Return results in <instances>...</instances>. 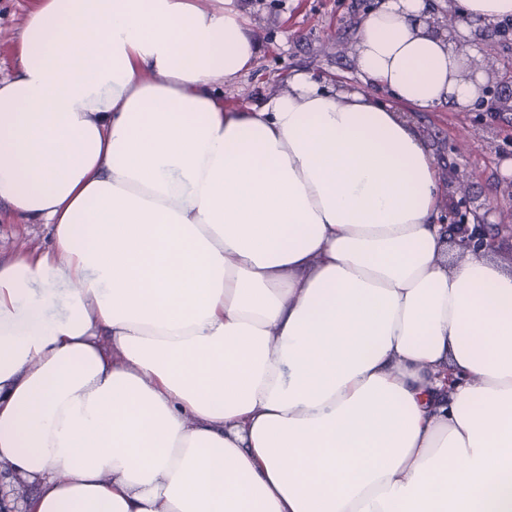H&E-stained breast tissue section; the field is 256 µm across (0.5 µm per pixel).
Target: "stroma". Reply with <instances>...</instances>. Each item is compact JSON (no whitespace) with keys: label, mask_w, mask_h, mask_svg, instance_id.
<instances>
[{"label":"stroma","mask_w":512,"mask_h":512,"mask_svg":"<svg viewBox=\"0 0 512 512\" xmlns=\"http://www.w3.org/2000/svg\"><path fill=\"white\" fill-rule=\"evenodd\" d=\"M381 0H236L248 14L250 32L259 45L253 67L225 89L229 106L252 104L285 89L297 72L318 80L358 85L351 53L360 20ZM35 0H0V77L16 70L18 31ZM469 48L479 61L491 63L500 77L499 90L512 88V33L498 24H468ZM418 134L433 147L442 173L458 172L468 187L467 202L485 223L512 208L505 191V164L512 162V112H489L482 104L462 111L444 105L413 117ZM51 242L41 224L19 223L0 203V260L15 251L42 249Z\"/></svg>","instance_id":"stroma-1"}]
</instances>
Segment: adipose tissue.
<instances>
[{"instance_id": "adipose-tissue-1", "label": "adipose tissue", "mask_w": 512, "mask_h": 512, "mask_svg": "<svg viewBox=\"0 0 512 512\" xmlns=\"http://www.w3.org/2000/svg\"><path fill=\"white\" fill-rule=\"evenodd\" d=\"M382 0L359 87L224 104L233 0H36L0 80V461L26 512H512V268L448 256L410 112L463 110L469 21ZM388 102H381L380 94ZM5 203H0V260L6 261L15 251L42 249L51 239L43 224H19Z\"/></svg>"}]
</instances>
